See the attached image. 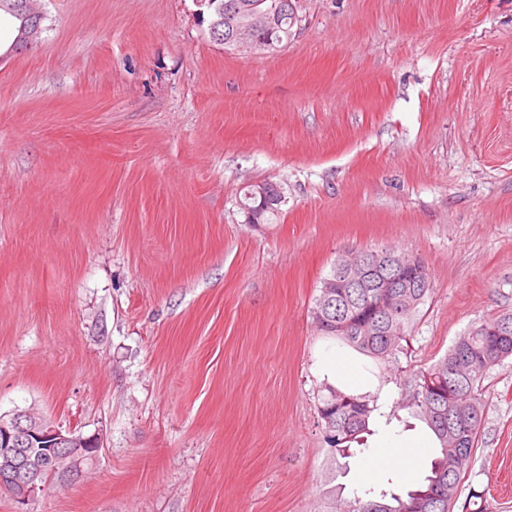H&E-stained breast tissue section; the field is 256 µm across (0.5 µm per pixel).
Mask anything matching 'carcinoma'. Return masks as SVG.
Segmentation results:
<instances>
[{"label": "carcinoma", "mask_w": 512, "mask_h": 512, "mask_svg": "<svg viewBox=\"0 0 512 512\" xmlns=\"http://www.w3.org/2000/svg\"><path fill=\"white\" fill-rule=\"evenodd\" d=\"M226 0H205L198 6L200 21L209 36L220 37L232 29L235 18L224 12ZM291 16L282 17L275 40L280 49L293 35ZM375 288H346L336 306L324 307L322 296L315 299L312 313L320 331L335 336L369 354L387 361L402 352L420 305L432 292L431 281L424 288H412L414 304L392 317L376 312ZM347 316L355 323L370 322L376 335L360 336L336 327L337 318ZM512 358V312L474 324L458 337L447 354L429 368L414 375L405 387L404 407L426 422L435 432L439 447L433 449L430 474L417 489L402 496L380 492L377 497L355 496L341 504V512H453L461 474L472 460L484 422L480 383L486 372ZM327 395L318 408L334 453L351 456L350 444H364L371 414L369 403L325 387Z\"/></svg>", "instance_id": "cac0c4a2"}]
</instances>
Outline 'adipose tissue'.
<instances>
[{
  "mask_svg": "<svg viewBox=\"0 0 512 512\" xmlns=\"http://www.w3.org/2000/svg\"><path fill=\"white\" fill-rule=\"evenodd\" d=\"M315 370L336 390L375 402L365 436L369 447L399 449L398 459L410 471L417 468L421 449L437 447V438L425 422L408 425L390 415L388 399L392 387L380 379L370 357L339 345L318 354Z\"/></svg>",
  "mask_w": 512,
  "mask_h": 512,
  "instance_id": "adipose-tissue-1",
  "label": "adipose tissue"
}]
</instances>
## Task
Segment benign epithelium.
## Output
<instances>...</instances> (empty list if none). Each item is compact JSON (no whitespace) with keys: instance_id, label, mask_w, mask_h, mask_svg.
Here are the masks:
<instances>
[{"instance_id":"1","label":"benign epithelium","mask_w":512,"mask_h":512,"mask_svg":"<svg viewBox=\"0 0 512 512\" xmlns=\"http://www.w3.org/2000/svg\"><path fill=\"white\" fill-rule=\"evenodd\" d=\"M31 2L19 0L4 5V9L21 20L19 41L25 49L37 43L40 33L39 26L30 23V17L35 14ZM235 11L237 25L232 37L235 50L250 56L271 53L272 40L256 36L255 28H274L277 11L243 2L235 6ZM380 265H389L398 272L409 269L416 286H424V268L407 253L384 249L361 258L356 252H348L338 260V273L328 281L325 298H336L332 287L361 282ZM373 287L381 289L378 311L386 313L401 309L404 297L399 291L402 284L398 277H378L373 281ZM99 449L98 439L70 430L64 432L32 412L0 414V487L12 489L15 501L24 504L43 490L47 483L44 473L54 472L74 479L79 476L81 463L94 459Z\"/></svg>"}]
</instances>
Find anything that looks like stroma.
<instances>
[{"instance_id":"1","label":"stroma","mask_w":512,"mask_h":512,"mask_svg":"<svg viewBox=\"0 0 512 512\" xmlns=\"http://www.w3.org/2000/svg\"><path fill=\"white\" fill-rule=\"evenodd\" d=\"M0 59V414L98 437L28 512H326L429 472L332 474L312 307L338 256H419L406 382L512 310V0H300L288 44L210 39L195 0H38ZM277 184L249 223L245 186ZM460 486L512 512V361ZM31 2H32V0H22L20 3L17 2V3H10V4H6V5H2V7L4 9H2V10L0 9V23H1L2 14L5 16H8L13 21V24L17 31L13 41L11 42V45L16 40L17 36L19 35L20 46L25 48V50L32 48L37 43L38 36L40 33V29H39L38 25L41 26L42 18H43L42 15H38V18H36L38 25H32L30 23L29 19L33 14H35V13L41 14L40 11H36V10L32 9ZM5 9L16 14L19 17V19L21 20L20 33H19L20 21L18 19H16L15 17H13L12 15H10L7 11H5ZM257 192L259 194L260 200L263 202V205H267L269 200H272L275 204H281L284 200V196L282 195V192L277 188H271L268 189L266 185L260 184L259 188L257 189ZM280 213V206L278 205H269L264 207L259 214L254 213V217L256 218V221L258 224L260 223H268L274 218L276 219L278 217V214Z\"/></svg>"}]
</instances>
